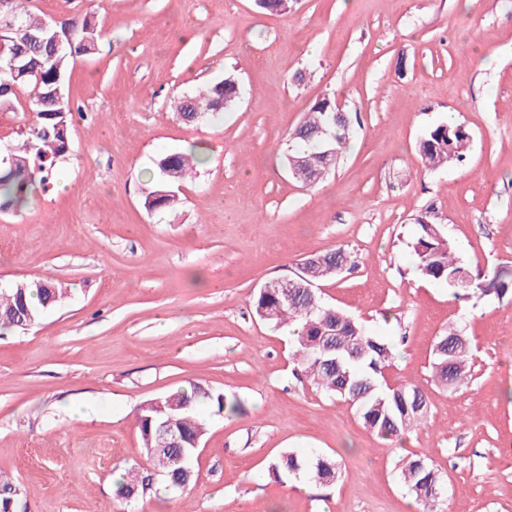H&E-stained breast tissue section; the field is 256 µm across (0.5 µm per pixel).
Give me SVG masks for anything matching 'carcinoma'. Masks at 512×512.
<instances>
[{"mask_svg": "<svg viewBox=\"0 0 512 512\" xmlns=\"http://www.w3.org/2000/svg\"><path fill=\"white\" fill-rule=\"evenodd\" d=\"M30 0H5L0 6V18L18 21L24 33L0 45V62L16 59L15 68L0 69V108L10 107L17 99V90L33 88L35 122L20 133V141L3 148L8 161L0 160V211L23 207L39 188H46L56 175L58 164L70 152V127L74 105L69 98L57 100L56 91L65 85L69 60L90 55L96 50L98 24L96 17L62 18L57 28L66 29L71 43L62 49L52 44V34L46 32L47 20L29 9ZM236 83L230 78L209 85L187 99L192 112L217 114L226 112L235 101ZM336 100L317 99L304 121L289 134L292 149L287 158L301 157L304 165L298 169L300 182L316 184L329 172L323 148L316 131L330 133L328 144L342 157L353 134L334 126L332 109ZM469 130L453 116L427 128L418 142L424 166L437 170L450 162H462L470 147ZM201 162L199 154L187 153L161 157L157 174L144 201L147 208H169L178 205L168 194L169 186L191 176ZM423 221L416 225L411 242L414 261L420 275L430 283L455 290L465 299L473 296L512 294V270L500 267L492 274L473 273L465 268L456 255L453 242L443 224L437 221L434 207L421 213ZM349 254L339 247L311 257L305 277L313 283L336 277L342 271ZM66 289L59 283L43 280L36 290L29 284L14 282L0 288V328L23 329L34 325L42 313L57 306L65 298ZM258 319L277 328L288 323L298 325L291 359L295 369L323 394L349 402L365 428L384 440L401 439L423 424L428 417L429 401L416 385L389 386L385 373L392 366L395 351L383 337L367 326L327 303L318 290L310 293L303 288H260L251 300ZM267 313L273 318L264 319ZM448 342L442 352H433L435 382L441 386L458 387L470 372L471 344L456 332H446L437 342ZM209 407L216 413L243 415V402L203 385L177 390L145 401L137 410L136 422L143 449L154 467L162 473L169 486L180 491L194 479L192 466L197 451L195 443L202 440L205 427L200 408ZM173 419L184 436L180 448H160L155 439L158 423ZM339 467L336 459L324 453L304 454L295 450L278 453L269 466L274 480L287 484L305 473L318 484L336 480ZM401 481L415 495L422 512H436L437 495L445 491V475L425 456H404L398 461ZM152 486L151 478L128 472L119 483L116 496L128 501L140 498ZM18 496L13 482L0 477V512H7V502Z\"/></svg>", "mask_w": 512, "mask_h": 512, "instance_id": "carcinoma-1", "label": "carcinoma"}]
</instances>
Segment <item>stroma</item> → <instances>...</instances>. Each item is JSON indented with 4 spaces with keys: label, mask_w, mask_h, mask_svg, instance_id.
<instances>
[{
    "label": "stroma",
    "mask_w": 512,
    "mask_h": 512,
    "mask_svg": "<svg viewBox=\"0 0 512 512\" xmlns=\"http://www.w3.org/2000/svg\"><path fill=\"white\" fill-rule=\"evenodd\" d=\"M41 16L94 14L95 53L75 58L71 150L22 210L0 212V287L52 280L67 299L29 329H0V475L17 512H409L399 453L446 478L440 512H512V296L464 299L424 280L408 242L434 205L464 267L512 265V0H32ZM233 77L223 121L175 104ZM330 95L360 123L338 167L306 186L287 140ZM455 114L465 161L426 169L417 142ZM34 119L20 89L0 109V146ZM207 149L173 210H147L155 160ZM353 264L323 281L329 303L393 342L394 383L427 395L428 421L399 445L371 434L288 359L283 329L251 298L305 257L337 247ZM457 327L471 376L431 377L437 336ZM245 402L205 412L192 485L116 502L149 469L136 424L146 400L189 382ZM336 456L309 492L264 480L284 449Z\"/></svg>",
    "instance_id": "obj_1"
}]
</instances>
